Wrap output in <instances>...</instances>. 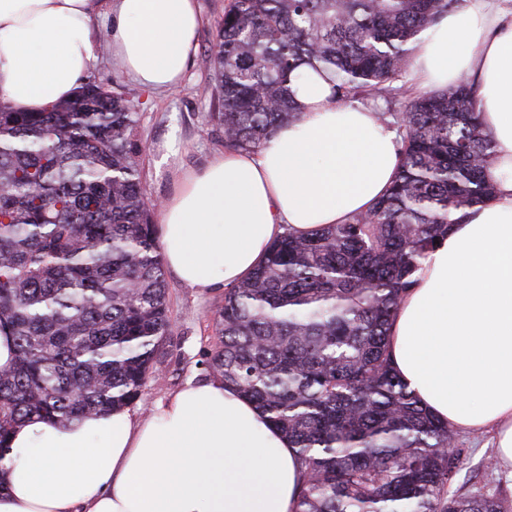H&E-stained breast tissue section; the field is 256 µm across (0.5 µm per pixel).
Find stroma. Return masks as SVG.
<instances>
[{
  "label": "stroma",
  "instance_id": "35a3bbf8",
  "mask_svg": "<svg viewBox=\"0 0 512 512\" xmlns=\"http://www.w3.org/2000/svg\"><path fill=\"white\" fill-rule=\"evenodd\" d=\"M203 16L198 50L186 77L176 92L155 93L141 89L112 68L109 58H102L91 76L103 85L119 84L139 112V136L146 147L142 176L150 199L163 200L172 190L166 172L157 170L158 150L170 133H178L182 158L187 167L203 166L213 153L222 151L224 138L208 125L205 116L212 109L206 87L210 72L204 64L224 17L227 0H198ZM168 306L171 333L156 356L154 372L144 384L134 408L145 413L167 397L192 375L205 377V363L216 341L214 314L224 302L223 290L200 295L168 279ZM467 458L461 479L500 486L512 498V475L498 470L485 472L482 462L492 456L491 436L487 433H463Z\"/></svg>",
  "mask_w": 512,
  "mask_h": 512
}]
</instances>
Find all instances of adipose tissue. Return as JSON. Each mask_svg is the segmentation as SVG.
<instances>
[{"mask_svg": "<svg viewBox=\"0 0 512 512\" xmlns=\"http://www.w3.org/2000/svg\"><path fill=\"white\" fill-rule=\"evenodd\" d=\"M197 0H0V98L21 112L72 97L107 43L113 67L156 92L180 86L198 49ZM421 90L469 81L494 145L493 201L454 216L422 260L389 330L397 373L435 417L490 433L512 472V0H466L407 65ZM300 110L257 151L183 169L160 204L167 269L206 293L245 279L284 232L364 213L392 184L402 133L373 107L337 102L315 72ZM0 459V512H295L301 465L287 437L222 378L188 377L147 416L130 408L14 427Z\"/></svg>", "mask_w": 512, "mask_h": 512, "instance_id": "ef3b65f1", "label": "adipose tissue"}]
</instances>
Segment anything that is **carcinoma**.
<instances>
[{
  "label": "carcinoma",
  "instance_id": "obj_1",
  "mask_svg": "<svg viewBox=\"0 0 512 512\" xmlns=\"http://www.w3.org/2000/svg\"><path fill=\"white\" fill-rule=\"evenodd\" d=\"M462 0H229L207 57L229 150L298 119L288 83L330 76L343 103L392 93L423 35ZM138 112L88 80L41 112L0 100V457L33 417L71 422L136 403L171 331L142 181ZM391 189L345 224L287 232L214 318L209 373L295 448V512H512L497 487H455L466 448L393 368L387 332L452 216L487 203L493 146L469 83L406 105Z\"/></svg>",
  "mask_w": 512,
  "mask_h": 512
}]
</instances>
